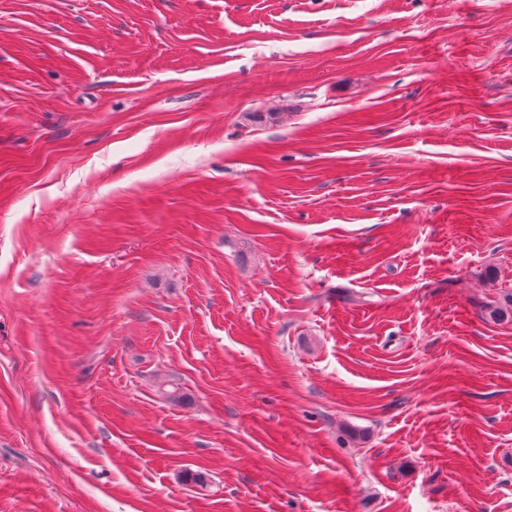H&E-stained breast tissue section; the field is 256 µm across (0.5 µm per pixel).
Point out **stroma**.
<instances>
[{"label":"stroma","instance_id":"35a3bbf8","mask_svg":"<svg viewBox=\"0 0 512 512\" xmlns=\"http://www.w3.org/2000/svg\"><path fill=\"white\" fill-rule=\"evenodd\" d=\"M510 289L512 0H0V512H512Z\"/></svg>","mask_w":512,"mask_h":512}]
</instances>
